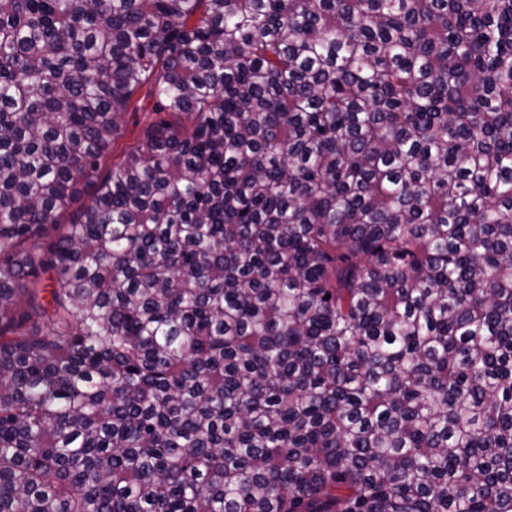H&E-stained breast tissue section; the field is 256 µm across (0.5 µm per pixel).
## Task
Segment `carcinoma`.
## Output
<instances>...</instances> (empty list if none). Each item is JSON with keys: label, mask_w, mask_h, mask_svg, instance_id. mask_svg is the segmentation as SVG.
<instances>
[{"label": "carcinoma", "mask_w": 512, "mask_h": 512, "mask_svg": "<svg viewBox=\"0 0 512 512\" xmlns=\"http://www.w3.org/2000/svg\"><path fill=\"white\" fill-rule=\"evenodd\" d=\"M0 512H512V0H0ZM150 102L151 100L146 103V106H148L147 110H140L136 114H130L126 118L129 133L124 140L118 143L113 154L114 157L121 155L128 147L132 146L144 128L156 118V116L151 115V106L148 105Z\"/></svg>", "instance_id": "cac0c4a2"}]
</instances>
